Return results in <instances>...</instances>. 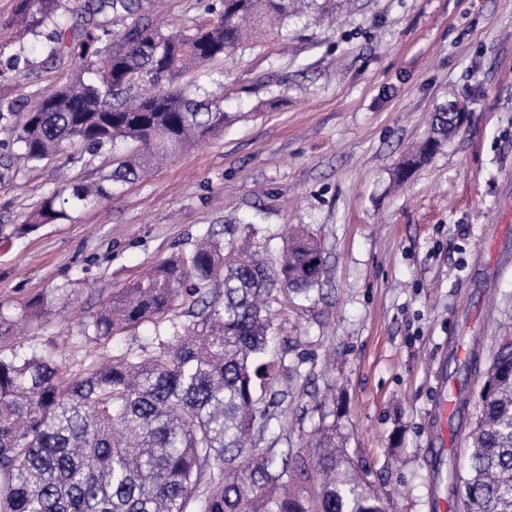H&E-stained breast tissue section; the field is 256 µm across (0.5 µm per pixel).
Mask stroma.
<instances>
[{"label":"stroma","instance_id":"35a3bbf8","mask_svg":"<svg viewBox=\"0 0 512 512\" xmlns=\"http://www.w3.org/2000/svg\"><path fill=\"white\" fill-rule=\"evenodd\" d=\"M220 0H140L109 16L187 26ZM15 0H0V66L42 58L0 83V106L70 82L79 61L46 60L48 34L14 38ZM240 121L179 152L142 181L110 187L56 221L30 216L61 179L98 181L130 151L69 146L50 160L0 166V354L82 370L92 356L147 355L146 324L93 343L83 325L113 292L214 231L251 232L277 259L293 226L327 259L320 286L274 289L272 386L288 420L259 448L306 450L320 422L365 466L386 512H432L427 452L448 353L480 337L491 357L512 336V0H314L271 34L192 71ZM443 104L467 124L403 182L395 168L429 135ZM43 313L26 321L33 301Z\"/></svg>","mask_w":512,"mask_h":512}]
</instances>
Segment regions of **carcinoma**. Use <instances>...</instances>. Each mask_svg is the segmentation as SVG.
Instances as JSON below:
<instances>
[{
  "instance_id": "1",
  "label": "carcinoma",
  "mask_w": 512,
  "mask_h": 512,
  "mask_svg": "<svg viewBox=\"0 0 512 512\" xmlns=\"http://www.w3.org/2000/svg\"><path fill=\"white\" fill-rule=\"evenodd\" d=\"M135 0H95L93 12L131 13ZM64 0H16L18 37L58 26ZM296 0H222V10L164 32L134 22L102 45L95 24L80 34L85 70L69 86L23 107L15 126L21 155L43 161L80 145L94 153L122 141L144 152L94 185H62L33 215L50 223L66 207L107 194L104 183L131 182L168 156L232 125L209 94L190 91L184 75L275 28ZM72 52L54 30L49 57ZM448 108L433 114L430 135L394 176L432 158L447 142ZM326 259L312 238L292 234L277 263L210 232L188 255L163 260L112 294L84 326L94 339L146 323L159 326L182 308L194 332L159 340L147 356L118 354L70 373L46 358L0 354V512H385L367 474L321 427L308 452L255 439L269 411L256 382L273 381L262 361L276 287L319 285ZM469 357L448 355V379L461 409L481 373L480 339ZM466 469L448 459L449 489L464 512H512V338L504 337L486 372L478 411L467 414Z\"/></svg>"
}]
</instances>
